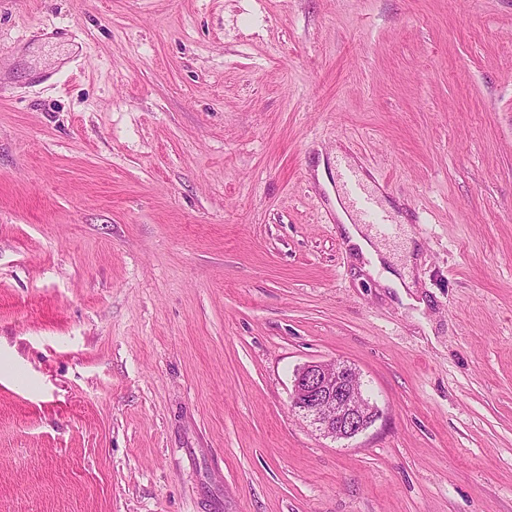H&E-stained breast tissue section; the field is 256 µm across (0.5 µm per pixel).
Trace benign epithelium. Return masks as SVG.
<instances>
[{
  "instance_id": "1",
  "label": "benign epithelium",
  "mask_w": 512,
  "mask_h": 512,
  "mask_svg": "<svg viewBox=\"0 0 512 512\" xmlns=\"http://www.w3.org/2000/svg\"><path fill=\"white\" fill-rule=\"evenodd\" d=\"M291 407L334 439L366 431L380 410L361 393L357 372L345 364L310 362L295 375Z\"/></svg>"
}]
</instances>
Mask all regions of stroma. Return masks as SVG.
Masks as SVG:
<instances>
[{"instance_id":"1","label":"stroma","mask_w":512,"mask_h":512,"mask_svg":"<svg viewBox=\"0 0 512 512\" xmlns=\"http://www.w3.org/2000/svg\"><path fill=\"white\" fill-rule=\"evenodd\" d=\"M0 512H512V0H0ZM336 177L342 186L345 198L352 211L359 218L360 224H353L348 213L342 206L336 192V197L329 184L325 165L322 163L317 170V178L326 189L329 190L335 205L336 217L341 221L342 225L348 232V242L353 251L370 264H365L363 269L370 273L378 271L383 266V260L386 256L385 250H378L371 244L366 237L363 236L364 229L361 225H374L379 234L386 235L391 229V216L383 209L378 195L373 191L367 183H365L358 172L353 169L346 160L338 161ZM335 197V199H334ZM357 225V226H355ZM290 399L295 411L334 439L354 438L380 417L378 407L364 397L357 372L336 361L310 362L299 369Z\"/></svg>"}]
</instances>
